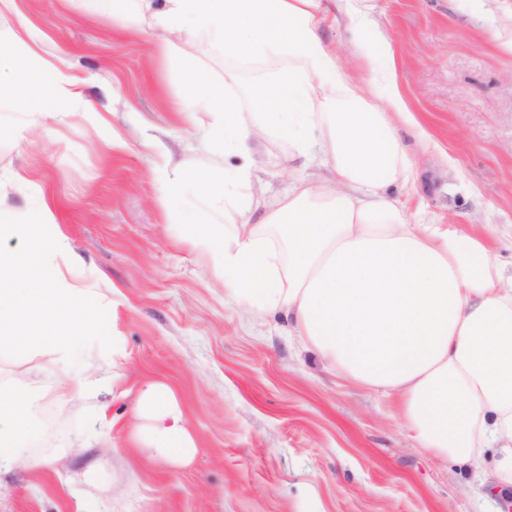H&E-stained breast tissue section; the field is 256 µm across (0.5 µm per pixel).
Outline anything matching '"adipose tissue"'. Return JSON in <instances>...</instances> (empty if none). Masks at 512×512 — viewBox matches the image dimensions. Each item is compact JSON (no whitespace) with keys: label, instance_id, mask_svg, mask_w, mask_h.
<instances>
[{"label":"adipose tissue","instance_id":"obj_1","mask_svg":"<svg viewBox=\"0 0 512 512\" xmlns=\"http://www.w3.org/2000/svg\"><path fill=\"white\" fill-rule=\"evenodd\" d=\"M321 0H164L155 15L162 46L206 32L225 55L280 60L275 73L234 90L192 78L180 114L207 109L215 152L245 165L224 171V187L197 172H161L164 198L194 188L224 195V221L191 227V243L224 273V290L248 313H278L301 343L349 381L402 401L403 427L417 447L466 468L492 455L498 484L512 487V275L491 241L494 227L464 234L412 223L393 192L414 173L394 116L406 111L396 85L370 101L320 36ZM55 64L20 21L0 71L20 69L29 112L45 108L41 79ZM270 138L287 140L289 160L322 155L318 172L292 178L252 222L253 157ZM16 247H2V240ZM78 257L44 196L25 224L0 225V349L34 353L82 394L89 375L62 365L68 350L119 345L112 310L75 278ZM136 413L148 419L147 450L187 458L195 443L173 393L151 384ZM35 397L0 384V464L24 461L37 432Z\"/></svg>","mask_w":512,"mask_h":512}]
</instances>
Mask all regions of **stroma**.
<instances>
[{
	"label": "stroma",
	"instance_id": "35a3bbf8",
	"mask_svg": "<svg viewBox=\"0 0 512 512\" xmlns=\"http://www.w3.org/2000/svg\"><path fill=\"white\" fill-rule=\"evenodd\" d=\"M44 56L84 79L83 103L52 101L67 122L30 117L15 102L24 74L0 77V177L40 189L70 247L75 274L110 305L122 338L121 379L74 400L59 397L38 356L0 349V383L29 382L40 429L27 462L0 468V512H512L490 491V460L469 471L407 437L398 396L344 379L305 349L287 320L248 316L221 274L186 240V217L223 209L165 204L156 171L195 169L216 185L204 133L213 113L184 121L175 104L195 73L223 82L253 67L204 34L162 53L140 0H19ZM321 38L354 79L372 88L394 73L426 134L398 131L415 174L397 190L411 220L461 231L496 227L512 266V0H322ZM366 26L386 44L365 58L351 46ZM91 107L105 119L81 117ZM266 195L292 176L288 146L256 156ZM176 394L196 441L189 462L153 457L134 436L133 403L146 383Z\"/></svg>",
	"mask_w": 512,
	"mask_h": 512
}]
</instances>
